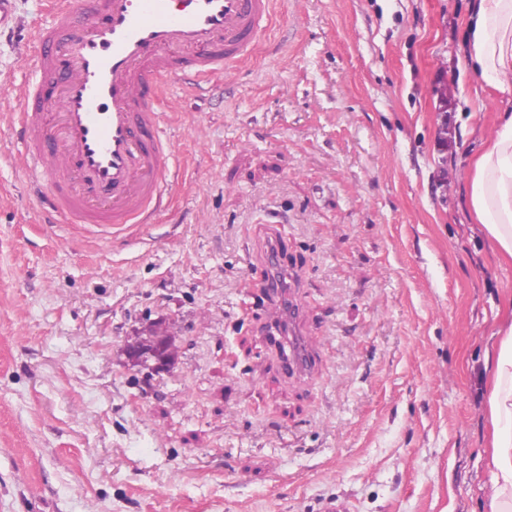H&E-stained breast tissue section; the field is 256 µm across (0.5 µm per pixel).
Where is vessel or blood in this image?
I'll list each match as a JSON object with an SVG mask.
<instances>
[{"label":"vessel or blood","instance_id":"obj_1","mask_svg":"<svg viewBox=\"0 0 512 512\" xmlns=\"http://www.w3.org/2000/svg\"><path fill=\"white\" fill-rule=\"evenodd\" d=\"M52 21L31 37L33 83L14 90L18 141L45 225L125 232L161 211L176 176L164 136L170 82L206 92L250 58L276 0H49ZM283 235L267 245L261 283L271 299L260 339L284 373H308L313 343L303 304L280 276Z\"/></svg>","mask_w":512,"mask_h":512}]
</instances>
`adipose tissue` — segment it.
<instances>
[{
	"instance_id": "1",
	"label": "adipose tissue",
	"mask_w": 512,
	"mask_h": 512,
	"mask_svg": "<svg viewBox=\"0 0 512 512\" xmlns=\"http://www.w3.org/2000/svg\"><path fill=\"white\" fill-rule=\"evenodd\" d=\"M463 63L500 95H512V0H475ZM470 206L491 249L512 259V113H500L470 165ZM491 481L485 512H512V317L485 348Z\"/></svg>"
}]
</instances>
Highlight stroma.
<instances>
[{"instance_id":"1","label":"stroma","mask_w":512,"mask_h":512,"mask_svg":"<svg viewBox=\"0 0 512 512\" xmlns=\"http://www.w3.org/2000/svg\"><path fill=\"white\" fill-rule=\"evenodd\" d=\"M472 0H277L203 97L168 89L171 205L119 236L39 222L0 106V512H481L484 351L512 293L465 168L508 106L457 63ZM0 88L34 82L15 0ZM319 355L259 334L266 241ZM172 339L162 372L130 345Z\"/></svg>"}]
</instances>
